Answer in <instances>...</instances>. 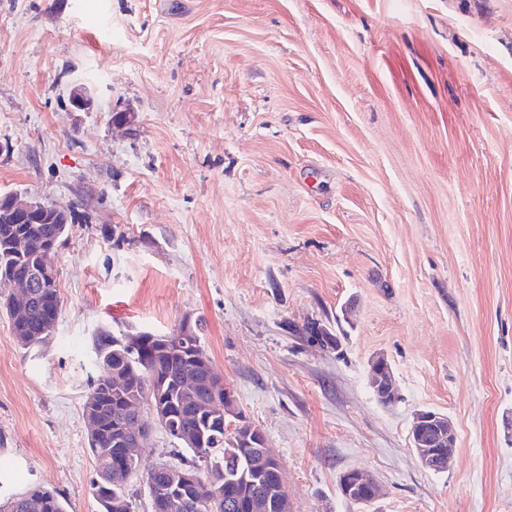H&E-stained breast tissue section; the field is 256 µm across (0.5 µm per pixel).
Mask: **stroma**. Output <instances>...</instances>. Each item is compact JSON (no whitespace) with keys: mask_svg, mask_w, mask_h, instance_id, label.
Here are the masks:
<instances>
[{"mask_svg":"<svg viewBox=\"0 0 512 512\" xmlns=\"http://www.w3.org/2000/svg\"><path fill=\"white\" fill-rule=\"evenodd\" d=\"M8 192L75 222L53 335L21 347L0 310L1 501L99 512L93 338L188 319L291 512H512V0H0ZM421 410L454 425L444 471ZM377 363H371V372L373 375L374 390L383 389L388 392L390 402L396 399V393L393 388L392 370L389 364L383 358H378ZM412 447L427 469L436 467V456L448 448V457L454 449L455 434L449 418L439 412L423 410L415 414L411 426ZM0 512H67L61 494L47 486H37L0 505Z\"/></svg>","mask_w":512,"mask_h":512,"instance_id":"35a3bbf8","label":"stroma"}]
</instances>
